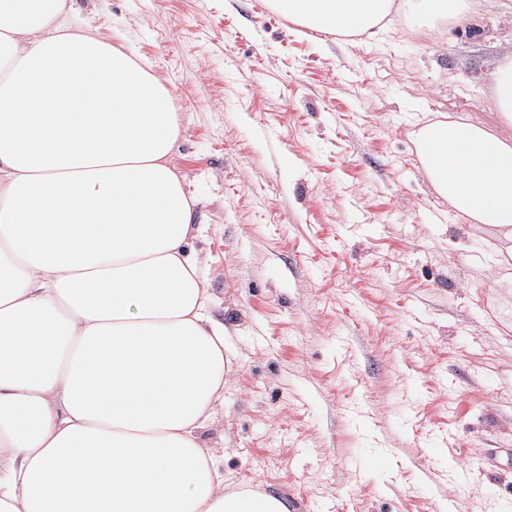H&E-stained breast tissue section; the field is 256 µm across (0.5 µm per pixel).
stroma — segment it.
<instances>
[{
  "instance_id": "35a3bbf8",
  "label": "stroma",
  "mask_w": 512,
  "mask_h": 512,
  "mask_svg": "<svg viewBox=\"0 0 512 512\" xmlns=\"http://www.w3.org/2000/svg\"><path fill=\"white\" fill-rule=\"evenodd\" d=\"M473 4L319 41L270 0H71L179 112L231 361L202 432L225 483L293 512H512V242L451 212L412 141L418 116L496 121L512 17Z\"/></svg>"
}]
</instances>
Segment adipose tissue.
Returning <instances> with one entry per match:
<instances>
[{
	"label": "adipose tissue",
	"mask_w": 512,
	"mask_h": 512,
	"mask_svg": "<svg viewBox=\"0 0 512 512\" xmlns=\"http://www.w3.org/2000/svg\"><path fill=\"white\" fill-rule=\"evenodd\" d=\"M466 0H288L316 32L422 33ZM66 0H0V512H288L225 489L202 430L224 396V326L189 248L203 227L171 164L173 98L124 47L71 32ZM499 124L414 132L433 190L512 239V53Z\"/></svg>",
	"instance_id": "obj_1"
}]
</instances>
